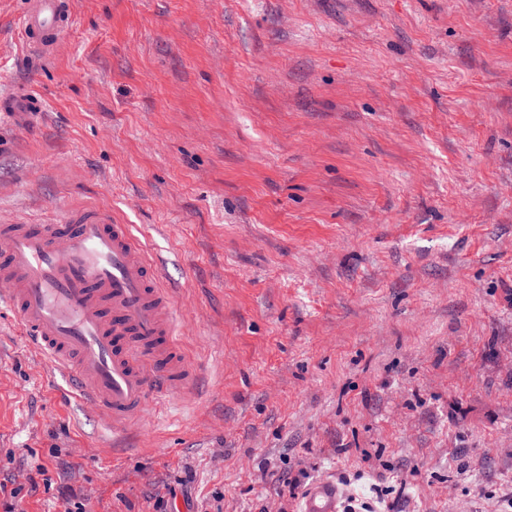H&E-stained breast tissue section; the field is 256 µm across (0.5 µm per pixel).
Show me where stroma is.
Here are the masks:
<instances>
[{"label": "stroma", "mask_w": 512, "mask_h": 512, "mask_svg": "<svg viewBox=\"0 0 512 512\" xmlns=\"http://www.w3.org/2000/svg\"><path fill=\"white\" fill-rule=\"evenodd\" d=\"M0 0V225L106 205L178 287L186 392L121 445L0 313L18 512L512 498V0ZM298 485H291V478ZM27 43L40 50L56 47L71 24L66 0H27L20 16ZM340 490L334 483L315 484L303 497L300 512H340Z\"/></svg>", "instance_id": "35a3bbf8"}]
</instances>
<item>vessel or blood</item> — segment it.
I'll use <instances>...</instances> for the list:
<instances>
[{"instance_id": "obj_1", "label": "vessel or blood", "mask_w": 512, "mask_h": 512, "mask_svg": "<svg viewBox=\"0 0 512 512\" xmlns=\"http://www.w3.org/2000/svg\"><path fill=\"white\" fill-rule=\"evenodd\" d=\"M20 24L30 46L50 50L70 27L69 4L27 0ZM0 307L113 429L130 428L148 402L194 377L174 337L168 289L109 209L65 210L54 224H1ZM340 500L338 486L323 481L301 512H340Z\"/></svg>"}]
</instances>
